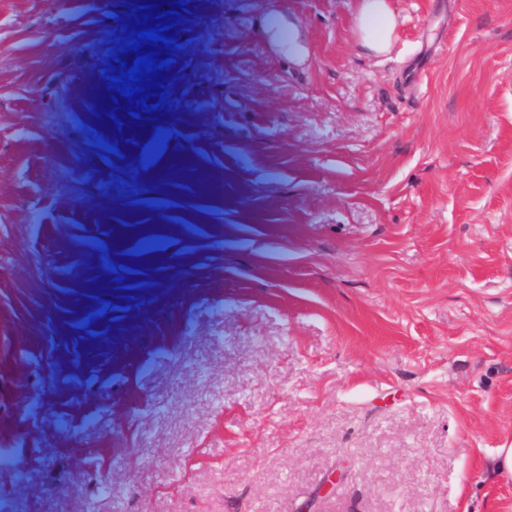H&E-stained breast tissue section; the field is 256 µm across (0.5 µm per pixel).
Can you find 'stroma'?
<instances>
[{
    "mask_svg": "<svg viewBox=\"0 0 512 512\" xmlns=\"http://www.w3.org/2000/svg\"><path fill=\"white\" fill-rule=\"evenodd\" d=\"M138 158L88 134L132 0H0V437L54 512H512V0H198ZM195 155L176 202L145 184ZM155 211L130 309L109 205ZM169 275L167 283L157 272ZM104 328H97V321ZM96 348L83 350L87 341ZM395 20L387 0H363L357 19L363 44L375 53L387 52ZM76 464V459L60 460L57 456H47L42 466L31 471L25 480L27 494L20 512H47L46 485L62 467H74Z\"/></svg>",
    "mask_w": 512,
    "mask_h": 512,
    "instance_id": "35a3bbf8",
    "label": "stroma"
}]
</instances>
